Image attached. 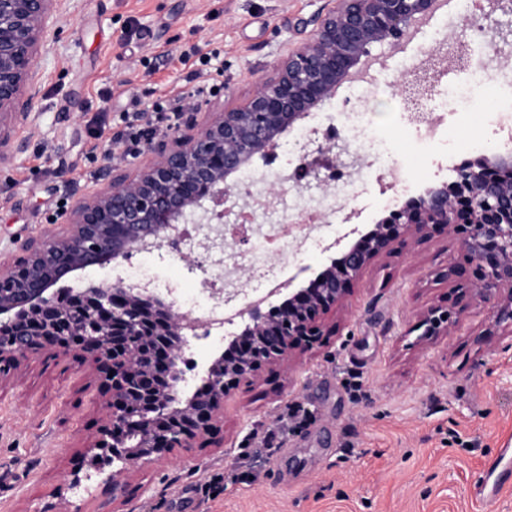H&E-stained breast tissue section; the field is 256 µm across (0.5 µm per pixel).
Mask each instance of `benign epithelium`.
<instances>
[{
    "label": "benign epithelium",
    "instance_id": "obj_1",
    "mask_svg": "<svg viewBox=\"0 0 512 512\" xmlns=\"http://www.w3.org/2000/svg\"><path fill=\"white\" fill-rule=\"evenodd\" d=\"M64 0H0V113L29 112L40 92L35 61L62 15ZM435 0H328L314 36L292 49L275 78L229 111L201 113L198 103L174 134L150 143L154 160L129 178L78 202L67 228L26 240L9 263L0 262V378L34 355L78 350L91 358L102 385L112 392L104 424L84 458L124 493L120 476L134 461L169 459L210 434L223 416L224 399L288 355L298 339L315 335L324 312L342 303L348 285L392 241L422 239L443 225L453 230L474 266L471 300L491 305L494 326L512 332V151L466 161L455 178L431 187L391 210L304 288L288 280L273 305L248 302L224 337L225 349L210 360L201 384L186 392V349L206 339L210 327L174 303L122 278L70 289L72 311L56 306L51 288L69 274L103 266L134 248L160 245L187 211L209 202L217 238L246 245L243 225L252 223V197L233 175L257 156L265 159L277 138L335 95L374 44H398ZM444 312L427 310L418 324L424 336L446 329ZM108 458L112 471L101 466Z\"/></svg>",
    "mask_w": 512,
    "mask_h": 512
}]
</instances>
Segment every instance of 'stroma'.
Masks as SVG:
<instances>
[{
  "label": "stroma",
  "instance_id": "obj_1",
  "mask_svg": "<svg viewBox=\"0 0 512 512\" xmlns=\"http://www.w3.org/2000/svg\"><path fill=\"white\" fill-rule=\"evenodd\" d=\"M54 48L35 68L42 92L18 119L0 154V259L26 239L58 230L71 209L106 182L109 167L135 175L151 155L128 157L114 137L119 115L144 104L195 93L221 112L275 77L289 50L315 34L326 0H66ZM482 24L512 70V15L453 11L441 28L462 37ZM384 67L356 91L340 86L311 119L337 118L352 97L379 131L408 147L401 93L409 75L393 49H376ZM210 57L200 65V56ZM457 149L418 162L404 174L382 173L342 214L337 234L371 230L387 216L385 194L399 200L449 180L473 159L471 141L492 129L482 101L449 111ZM252 189L272 203L301 194L277 168L247 166ZM342 247L285 260L272 256L294 287L308 285ZM190 253L155 251L153 273L171 285L164 297L212 301ZM455 276H447L448 268ZM473 267L456 237L435 228L410 247L393 244L353 281L327 312L318 336L242 383L224 400V416L206 440L169 461H139L124 474L125 495L91 476L64 501L50 493L83 463V449L111 400L95 365L77 354L22 361L0 380V512H512V486L489 504L472 496L486 464L512 448V333L494 330L489 306L467 291ZM451 308L445 335L422 337L430 307ZM278 430L271 447L261 440Z\"/></svg>",
  "mask_w": 512,
  "mask_h": 512
}]
</instances>
